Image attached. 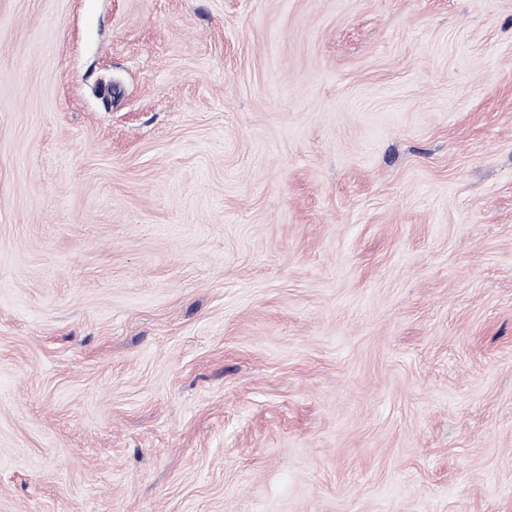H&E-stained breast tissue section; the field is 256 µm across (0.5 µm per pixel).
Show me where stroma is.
I'll list each match as a JSON object with an SVG mask.
<instances>
[{
	"label": "stroma",
	"mask_w": 512,
	"mask_h": 512,
	"mask_svg": "<svg viewBox=\"0 0 512 512\" xmlns=\"http://www.w3.org/2000/svg\"><path fill=\"white\" fill-rule=\"evenodd\" d=\"M0 512H512V0H0Z\"/></svg>",
	"instance_id": "1"
}]
</instances>
